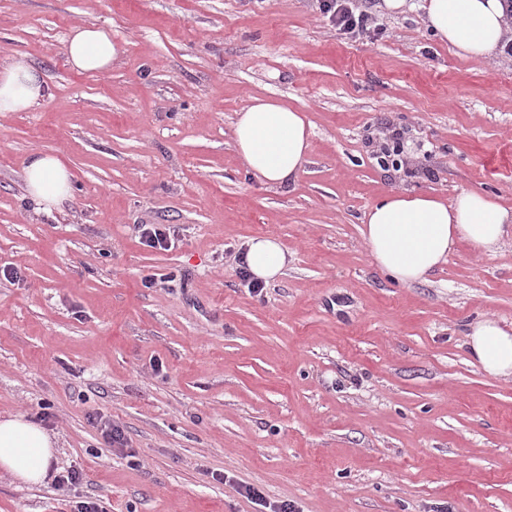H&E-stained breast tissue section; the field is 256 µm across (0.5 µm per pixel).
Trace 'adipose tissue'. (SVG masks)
Instances as JSON below:
<instances>
[{
	"label": "adipose tissue",
	"instance_id": "1",
	"mask_svg": "<svg viewBox=\"0 0 512 512\" xmlns=\"http://www.w3.org/2000/svg\"><path fill=\"white\" fill-rule=\"evenodd\" d=\"M425 23L459 56L492 61L512 40V20L503 0H422ZM63 53L80 72L104 74L119 51L109 28L71 27ZM49 94L45 76L21 57L0 66V114L25 112ZM236 151L246 171L270 187L293 182L311 147L312 126L303 115L272 98H253L233 122ZM27 196L50 211L71 199L69 169L50 153H36L23 168ZM374 266L401 286L423 282L459 245L479 254L496 253L512 238V208L481 191L460 192L451 202L423 193L393 190L374 202L360 228ZM244 262L251 275L279 278L288 253L271 234L248 238ZM467 353L488 375L512 379V325L482 315L467 325ZM57 442L21 413L0 416V472L22 485L45 483Z\"/></svg>",
	"mask_w": 512,
	"mask_h": 512
}]
</instances>
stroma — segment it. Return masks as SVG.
<instances>
[{
    "mask_svg": "<svg viewBox=\"0 0 512 512\" xmlns=\"http://www.w3.org/2000/svg\"><path fill=\"white\" fill-rule=\"evenodd\" d=\"M342 39L316 0H0V65L27 56L50 95L0 115V414L44 416L60 491L0 474V512H512V380L466 353V325L512 322V246L467 245L397 287L359 227L394 190H480L512 207V58L457 56L420 9L373 10ZM107 26L119 59L73 70L70 28ZM304 113L295 183L247 174L232 119L253 97ZM403 130V163L375 144ZM36 152L76 191L24 193ZM140 224H169L170 250ZM272 234L279 279L253 293L237 256ZM120 425L130 453L96 418ZM390 142L392 143V147L387 143L385 146L380 148L379 152H376V158L379 166L383 169H389L390 166L392 168L400 167V160L393 158L394 156H400L403 153L402 148V132L395 128L392 130V134L390 137ZM27 196L46 211L71 199L74 183L69 169L54 154L35 153L23 168Z\"/></svg>",
    "mask_w": 512,
    "mask_h": 512,
    "instance_id": "35a3bbf8",
    "label": "stroma"
}]
</instances>
